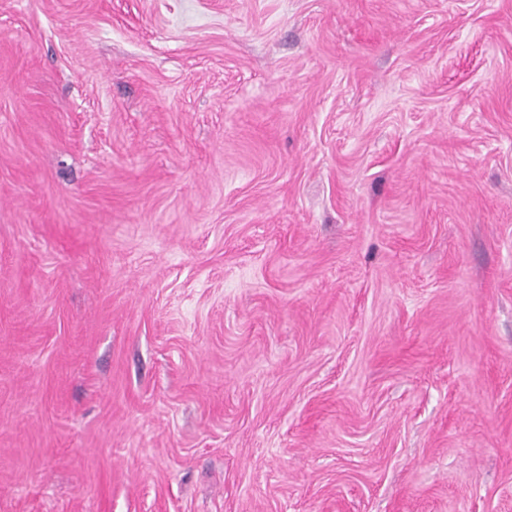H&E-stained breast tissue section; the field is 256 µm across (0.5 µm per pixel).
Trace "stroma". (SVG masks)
I'll return each mask as SVG.
<instances>
[{
    "mask_svg": "<svg viewBox=\"0 0 512 512\" xmlns=\"http://www.w3.org/2000/svg\"><path fill=\"white\" fill-rule=\"evenodd\" d=\"M0 512H512V0H0Z\"/></svg>",
    "mask_w": 512,
    "mask_h": 512,
    "instance_id": "1",
    "label": "stroma"
}]
</instances>
